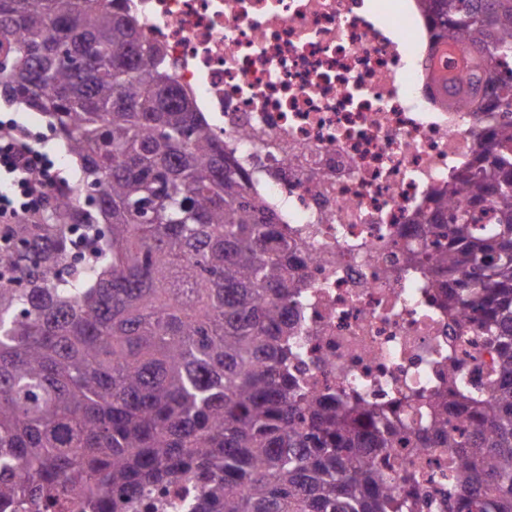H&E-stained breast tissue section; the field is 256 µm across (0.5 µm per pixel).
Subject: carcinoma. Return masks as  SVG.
I'll list each match as a JSON object with an SVG mask.
<instances>
[{
  "label": "carcinoma",
  "mask_w": 512,
  "mask_h": 512,
  "mask_svg": "<svg viewBox=\"0 0 512 512\" xmlns=\"http://www.w3.org/2000/svg\"><path fill=\"white\" fill-rule=\"evenodd\" d=\"M132 0H0L11 68L0 98L42 112L94 192L0 230V512L64 491L124 512L145 491L201 485L190 512H415L377 454L399 426L358 400L309 396L288 309L305 282L276 214L179 90ZM465 52L454 105L479 84L499 118L454 203L419 223L448 310L498 349L488 390L448 366L418 448H450L448 512H512V0H422ZM493 209L496 224L474 212ZM471 430L448 425V405ZM19 469L27 479L15 480Z\"/></svg>",
  "instance_id": "carcinoma-1"
}]
</instances>
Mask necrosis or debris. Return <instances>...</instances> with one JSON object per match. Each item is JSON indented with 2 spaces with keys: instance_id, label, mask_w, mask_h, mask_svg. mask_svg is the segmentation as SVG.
I'll return each instance as SVG.
<instances>
[{
  "instance_id": "obj_1",
  "label": "necrosis or debris",
  "mask_w": 512,
  "mask_h": 512,
  "mask_svg": "<svg viewBox=\"0 0 512 512\" xmlns=\"http://www.w3.org/2000/svg\"><path fill=\"white\" fill-rule=\"evenodd\" d=\"M141 32L162 45L176 85L232 150L275 210L306 287L291 319L289 365L308 394L360 399L403 422L377 462L418 512H442L446 448L413 441L468 355L485 375L497 350L470 315L448 310L405 251L416 225L465 170L491 127L489 104L449 106L434 79L440 51L420 0H134ZM201 492L183 483L145 493L132 512H181Z\"/></svg>"
}]
</instances>
